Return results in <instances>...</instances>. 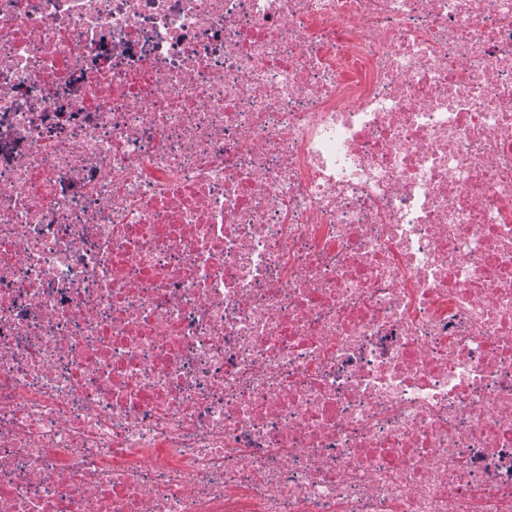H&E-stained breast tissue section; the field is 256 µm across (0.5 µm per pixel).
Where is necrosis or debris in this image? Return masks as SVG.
Instances as JSON below:
<instances>
[{
    "instance_id": "obj_1",
    "label": "necrosis or debris",
    "mask_w": 512,
    "mask_h": 512,
    "mask_svg": "<svg viewBox=\"0 0 512 512\" xmlns=\"http://www.w3.org/2000/svg\"><path fill=\"white\" fill-rule=\"evenodd\" d=\"M0 512H512V0H0Z\"/></svg>"
}]
</instances>
